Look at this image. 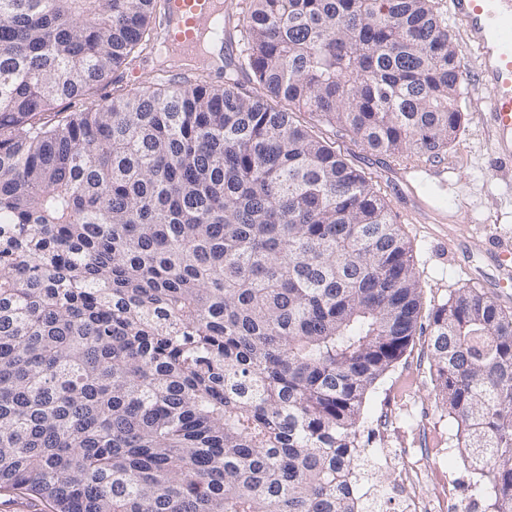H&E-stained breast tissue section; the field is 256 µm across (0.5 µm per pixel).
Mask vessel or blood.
<instances>
[{
  "label": "vessel or blood",
  "mask_w": 512,
  "mask_h": 512,
  "mask_svg": "<svg viewBox=\"0 0 512 512\" xmlns=\"http://www.w3.org/2000/svg\"><path fill=\"white\" fill-rule=\"evenodd\" d=\"M448 8L463 29L474 75L489 92L484 121L494 136L491 164L497 169L512 166V0H448ZM223 25V13L215 9L214 0H168L162 40L189 58L198 55L203 32ZM396 174L404 182L449 186L448 168L442 164L404 165ZM496 244L495 284L504 288L512 285V242L500 238Z\"/></svg>",
  "instance_id": "1"
}]
</instances>
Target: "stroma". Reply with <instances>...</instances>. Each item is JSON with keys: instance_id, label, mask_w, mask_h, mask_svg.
Listing matches in <instances>:
<instances>
[{"instance_id": "1", "label": "stroma", "mask_w": 512, "mask_h": 512, "mask_svg": "<svg viewBox=\"0 0 512 512\" xmlns=\"http://www.w3.org/2000/svg\"><path fill=\"white\" fill-rule=\"evenodd\" d=\"M462 64L463 125L443 157L451 166L450 179L456 191L449 194L434 186L423 190L424 196L453 215V222L405 223L410 194L392 176V158L365 149L349 136L335 138L337 151L370 178L388 203L395 223L411 240L426 310L460 288L492 289L495 263L491 240L497 234L512 240V194L506 193L504 186L505 181L512 180V171H498L491 165V134L479 120V110L486 107L489 95L474 79L470 56H463ZM438 392L429 336L419 333L366 396L362 421L365 429L374 433L365 450L372 467L360 488L376 493L386 512H404L405 499L423 500L434 494L432 483L426 479L397 484L394 466L382 459L383 449L413 446L426 452L433 470L452 479L447 512H468L476 477L458 451L447 448L456 424L441 406Z\"/></svg>"}]
</instances>
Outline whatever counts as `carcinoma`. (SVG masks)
Masks as SVG:
<instances>
[{"instance_id":"cac0c4a2","label":"carcinoma","mask_w":512,"mask_h":512,"mask_svg":"<svg viewBox=\"0 0 512 512\" xmlns=\"http://www.w3.org/2000/svg\"><path fill=\"white\" fill-rule=\"evenodd\" d=\"M165 10L0 0V494L382 512L358 489L362 407L412 343L422 285L385 199L318 124L441 159L460 46L435 0H247L224 86L199 68L54 111L162 52ZM428 323L454 447L512 512V311L470 287Z\"/></svg>"}]
</instances>
